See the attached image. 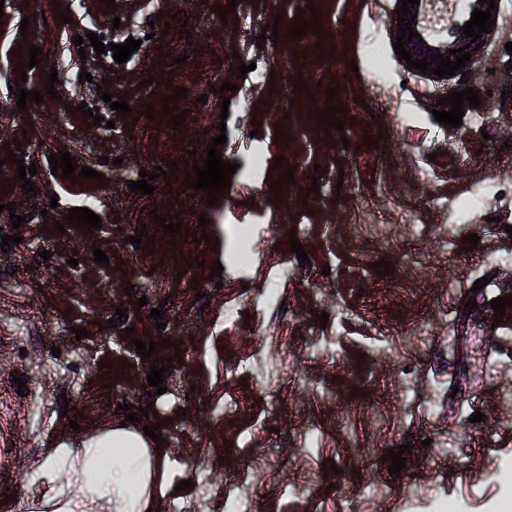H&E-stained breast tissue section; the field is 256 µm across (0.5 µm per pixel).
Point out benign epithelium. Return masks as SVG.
I'll return each mask as SVG.
<instances>
[{
	"label": "benign epithelium",
	"instance_id": "7a95c632",
	"mask_svg": "<svg viewBox=\"0 0 512 512\" xmlns=\"http://www.w3.org/2000/svg\"><path fill=\"white\" fill-rule=\"evenodd\" d=\"M436 0H420V4L414 6V9L418 10L417 19L412 21L413 31L419 33L421 38H412V42L409 43L407 50L412 52V59L427 58V61L432 63V67H437V64L433 63V54L440 53L450 57V61H455V55L450 53V50L461 48L464 45H470L468 52L472 53L470 62L466 64V68H472L480 59L482 50L477 48V45L482 41L488 39V34H482V38L476 40V42H470V39L463 38L462 26L465 21H460L454 24L451 34L446 39H441L435 36L432 30V24L429 20L431 13L433 12V6ZM432 48V51H427V48Z\"/></svg>",
	"mask_w": 512,
	"mask_h": 512
}]
</instances>
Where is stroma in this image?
<instances>
[{
    "instance_id": "obj_1",
    "label": "stroma",
    "mask_w": 512,
    "mask_h": 512,
    "mask_svg": "<svg viewBox=\"0 0 512 512\" xmlns=\"http://www.w3.org/2000/svg\"><path fill=\"white\" fill-rule=\"evenodd\" d=\"M226 2L59 0L71 10L64 23L50 0H0V231L23 238L0 252V512H24L39 491L44 448L96 432L148 392L138 340L157 342L170 363L166 393L151 400L162 512H512V485L499 480L512 469V307L499 320L490 306L512 295V101L501 98L512 90V0H499L483 62L462 79L398 59L396 0H237L222 19ZM177 12L188 38L165 28ZM299 14L319 15L320 32L259 42L262 26L284 28ZM91 32L141 45L107 71L78 55L75 35ZM32 45L43 55L26 89H43L54 70L58 96L21 111L16 66ZM376 51L387 58L380 73L369 65ZM243 61L256 68L240 76ZM107 78L131 115L103 102ZM228 81L238 89L226 99ZM461 84L480 105L466 107L460 127L436 122L432 106ZM178 88L181 127L143 117ZM82 103L114 128L82 118ZM333 103L345 108L340 132L317 121ZM221 132L222 158L238 169L215 207L206 191L183 188L182 163L204 162ZM368 135L377 146L364 147ZM8 144L36 166L35 193L15 185ZM60 151L101 179L53 175L48 157ZM278 158L294 181L274 194ZM170 161L179 171L155 177L153 194L130 192L140 173ZM11 202L24 218L17 228L1 210ZM75 207L99 215L101 229L56 230ZM154 209L179 214L182 236L152 223ZM244 225L247 264L236 259ZM143 229L154 252L128 241ZM198 230L212 244L192 242ZM471 233L473 249L462 242ZM293 235L309 264L292 252ZM97 248L108 263H95ZM382 259L392 273L378 275ZM129 286L146 306L130 303ZM158 306L160 328L150 316ZM120 308L126 318L101 329ZM77 327L87 338L76 339ZM406 443V466L390 476L382 457Z\"/></svg>"
}]
</instances>
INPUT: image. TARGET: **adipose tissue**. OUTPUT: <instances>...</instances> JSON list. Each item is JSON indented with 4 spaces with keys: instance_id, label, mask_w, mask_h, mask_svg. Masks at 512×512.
Here are the masks:
<instances>
[{
    "instance_id": "ef3b65f1",
    "label": "adipose tissue",
    "mask_w": 512,
    "mask_h": 512,
    "mask_svg": "<svg viewBox=\"0 0 512 512\" xmlns=\"http://www.w3.org/2000/svg\"><path fill=\"white\" fill-rule=\"evenodd\" d=\"M124 445L108 425L80 443L44 449L39 469L45 486L27 499V512H158V500L142 490L148 475L143 454L124 453ZM62 471L76 493L57 488Z\"/></svg>"
}]
</instances>
